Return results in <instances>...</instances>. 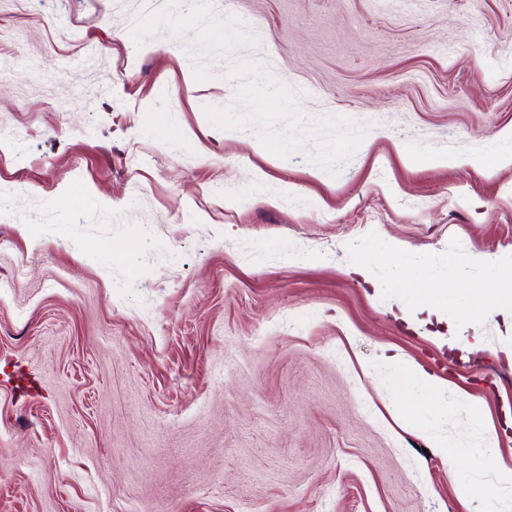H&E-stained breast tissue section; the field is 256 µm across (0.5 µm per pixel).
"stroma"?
I'll list each match as a JSON object with an SVG mask.
<instances>
[{
  "instance_id": "1",
  "label": "stroma",
  "mask_w": 512,
  "mask_h": 512,
  "mask_svg": "<svg viewBox=\"0 0 512 512\" xmlns=\"http://www.w3.org/2000/svg\"><path fill=\"white\" fill-rule=\"evenodd\" d=\"M166 2L0 0V512H512V319L448 325L512 275L451 262L512 255V0H213L369 124L335 176L207 119Z\"/></svg>"
}]
</instances>
